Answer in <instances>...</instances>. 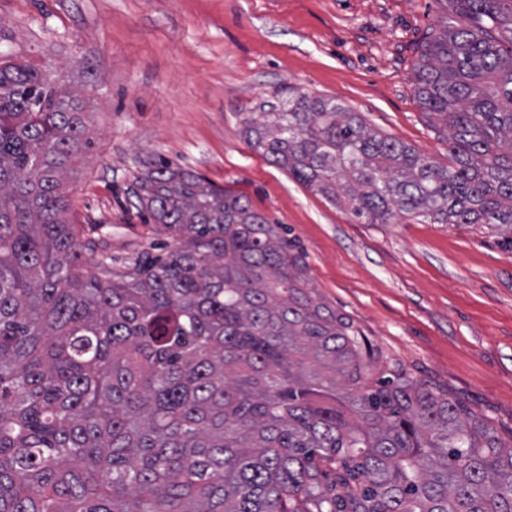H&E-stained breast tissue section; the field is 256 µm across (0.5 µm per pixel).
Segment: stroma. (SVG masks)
Listing matches in <instances>:
<instances>
[{"label":"stroma","mask_w":512,"mask_h":512,"mask_svg":"<svg viewBox=\"0 0 512 512\" xmlns=\"http://www.w3.org/2000/svg\"><path fill=\"white\" fill-rule=\"evenodd\" d=\"M439 0H0V60L79 93L87 148L64 180L72 223L112 256L175 240L130 187L164 158L283 225L311 288L376 359L481 415L512 445V249L483 224H361L251 148L244 112L294 89L336 99L447 162L414 95Z\"/></svg>","instance_id":"35a3bbf8"}]
</instances>
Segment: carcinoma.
Wrapping results in <instances>:
<instances>
[{"label": "carcinoma", "mask_w": 512, "mask_h": 512, "mask_svg": "<svg viewBox=\"0 0 512 512\" xmlns=\"http://www.w3.org/2000/svg\"><path fill=\"white\" fill-rule=\"evenodd\" d=\"M443 2L414 93L448 163L300 90L244 134L363 224H494L512 249V0ZM90 146L78 94L0 63V512H512V447L403 372L370 382L244 196L159 158L132 195L176 246L116 268L80 244L63 185Z\"/></svg>", "instance_id": "cac0c4a2"}]
</instances>
